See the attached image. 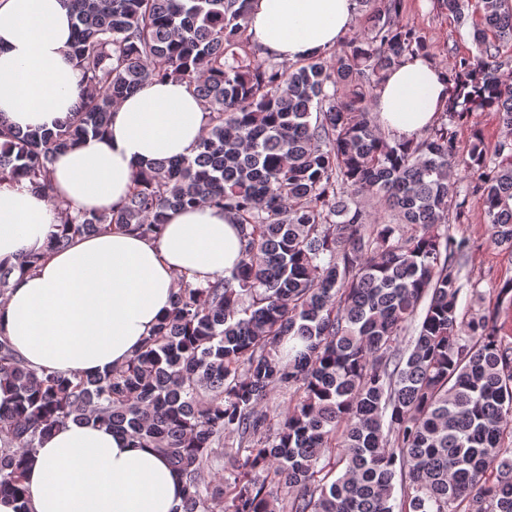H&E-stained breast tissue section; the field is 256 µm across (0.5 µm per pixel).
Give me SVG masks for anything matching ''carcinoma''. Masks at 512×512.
Instances as JSON below:
<instances>
[{"label": "carcinoma", "instance_id": "1", "mask_svg": "<svg viewBox=\"0 0 512 512\" xmlns=\"http://www.w3.org/2000/svg\"><path fill=\"white\" fill-rule=\"evenodd\" d=\"M63 2L80 104L54 130L0 120V180L48 192L56 156L103 134L126 95L182 80L209 113L195 153L149 163L117 210L65 213L50 248L114 227L155 238L168 210L209 204L236 217L241 260L204 284L178 276L168 314L103 374L40 373L1 338L0 495L29 512L37 441L71 420L157 450L183 483L173 512H394L397 477L402 512H512V341L495 312L460 318L448 226L463 171L512 254V140L477 133L465 156L448 129L495 112L512 134V0H441L462 24L475 6L477 54L452 62L444 118L408 142L371 112L388 72L426 51L402 0H362L367 33L336 61L273 66L250 51L253 0ZM278 389L288 403L262 410Z\"/></svg>", "mask_w": 512, "mask_h": 512}]
</instances>
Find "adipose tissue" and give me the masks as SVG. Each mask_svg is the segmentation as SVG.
I'll use <instances>...</instances> for the list:
<instances>
[{"label":"adipose tissue","instance_id":"obj_1","mask_svg":"<svg viewBox=\"0 0 512 512\" xmlns=\"http://www.w3.org/2000/svg\"><path fill=\"white\" fill-rule=\"evenodd\" d=\"M355 0H254L252 42L284 61L335 48ZM73 20L62 0H0V118L54 128L77 107L84 73L71 52ZM443 67L406 56L377 91L383 129L409 139L448 103ZM209 115L185 82L151 83L127 95L103 136L57 155L51 193L24 177L0 182V262L13 266L0 306V336L31 368L95 375L126 364L171 308L177 276L230 275L241 258L232 214L204 204L168 210L158 238L115 229L48 248L63 211L103 213L125 201L135 173L192 155ZM36 255L31 272L22 257ZM30 512H172L182 484L154 449L120 432L74 422L39 440L26 474Z\"/></svg>","mask_w":512,"mask_h":512}]
</instances>
